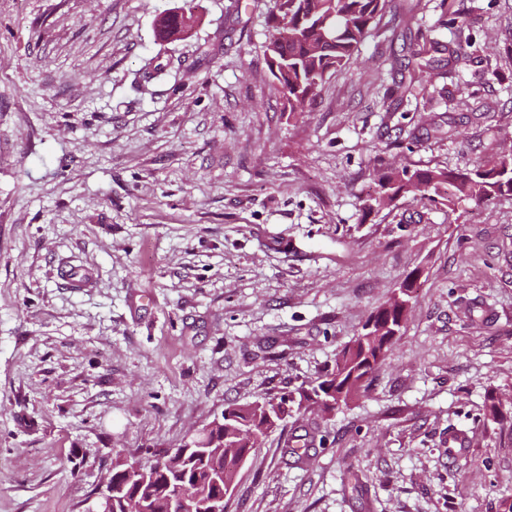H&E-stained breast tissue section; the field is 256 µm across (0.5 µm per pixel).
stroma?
Segmentation results:
<instances>
[{"mask_svg": "<svg viewBox=\"0 0 512 512\" xmlns=\"http://www.w3.org/2000/svg\"><path fill=\"white\" fill-rule=\"evenodd\" d=\"M393 2L411 26L384 16L300 113L263 58L270 0H0V512H91L117 456L295 393L412 273L382 368L335 414L269 432L224 512L512 497V432L484 417L488 390L512 397V196L361 209L374 164L512 151V0ZM182 9L193 27L159 41ZM459 10L462 64L398 111L391 58L454 42L441 16Z\"/></svg>", "mask_w": 512, "mask_h": 512, "instance_id": "35a3bbf8", "label": "stroma"}]
</instances>
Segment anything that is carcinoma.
<instances>
[{
	"mask_svg": "<svg viewBox=\"0 0 512 512\" xmlns=\"http://www.w3.org/2000/svg\"><path fill=\"white\" fill-rule=\"evenodd\" d=\"M386 8L387 0H273L264 56L288 111H307L325 79L352 60ZM186 32L183 15L178 12L157 20L160 35L179 37ZM468 43L469 37L460 36L448 46L432 39L404 44L402 55L391 62L392 71L401 75V94H411L418 85L430 81L438 67L453 68ZM373 180L374 192L363 202V211L368 214L390 206L405 194L448 204L462 197L480 203L512 194V156L504 155L491 165L466 172L377 164ZM398 294L371 312L362 331L336 354L333 367L308 381L297 407L311 399L332 400L334 404L327 407L330 414L353 398L390 351L392 336L401 331L403 310L416 301L413 283L407 279L399 285ZM486 408L499 424L512 428V408H504L496 393L488 394ZM289 413L284 399L228 408L210 431V447L190 450L184 458L175 455L160 471L154 460L116 459L105 488L121 486L123 493L112 496L110 512H126L123 498L135 496L149 500L150 512H179L180 503L175 498L179 488L189 498L204 492L224 494L212 475L220 470L224 480L232 481L243 457Z\"/></svg>",
	"mask_w": 512,
	"mask_h": 512,
	"instance_id": "1",
	"label": "carcinoma"
}]
</instances>
